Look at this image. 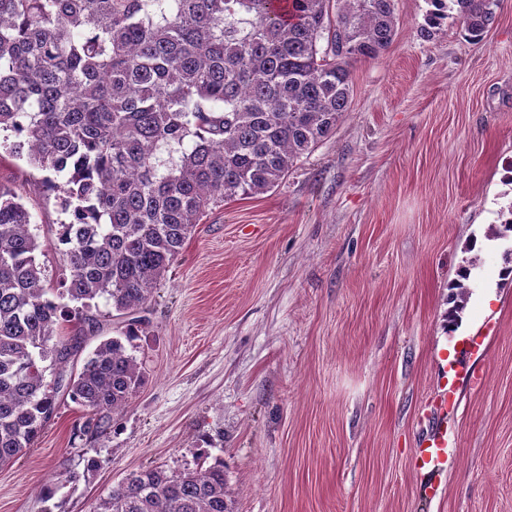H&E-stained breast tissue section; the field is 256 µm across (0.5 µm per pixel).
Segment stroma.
<instances>
[{"mask_svg": "<svg viewBox=\"0 0 512 512\" xmlns=\"http://www.w3.org/2000/svg\"><path fill=\"white\" fill-rule=\"evenodd\" d=\"M396 35L354 63L350 112L272 191L212 208L161 280L133 354L145 384L112 427L76 433L69 397L0 467V512H91L130 471L223 457L236 512H512V283L479 254L458 330L450 286L512 204V0L474 43L432 0H395ZM0 130V187L31 215L48 287L71 221ZM489 333L481 387L456 381L455 448L415 468L444 365ZM96 460L88 470V460ZM55 501L42 497L63 471Z\"/></svg>", "mask_w": 512, "mask_h": 512, "instance_id": "stroma-1", "label": "stroma"}]
</instances>
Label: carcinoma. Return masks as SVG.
Listing matches in <instances>:
<instances>
[{
    "label": "carcinoma",
    "instance_id": "obj_1",
    "mask_svg": "<svg viewBox=\"0 0 512 512\" xmlns=\"http://www.w3.org/2000/svg\"><path fill=\"white\" fill-rule=\"evenodd\" d=\"M450 2L479 42L503 0ZM395 22V0H0V129L24 136L15 152L74 215L51 243L69 270L54 290L29 212L0 188V467L34 447L60 394L81 409L79 434L112 427L146 379L125 343L196 224L269 192L334 133L353 62L386 51ZM499 217L493 239L512 233V205ZM477 266L454 283V321ZM55 294L106 297L124 330L77 366L97 321L60 334ZM94 512L235 510L219 457L132 471Z\"/></svg>",
    "mask_w": 512,
    "mask_h": 512
}]
</instances>
